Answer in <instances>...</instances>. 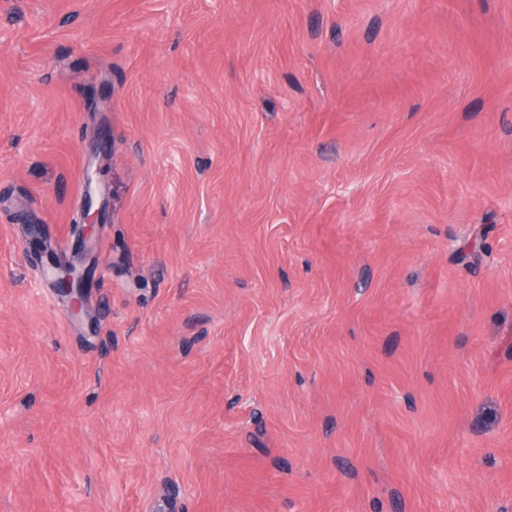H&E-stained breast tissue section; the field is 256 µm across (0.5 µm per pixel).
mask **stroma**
Masks as SVG:
<instances>
[{"mask_svg": "<svg viewBox=\"0 0 512 512\" xmlns=\"http://www.w3.org/2000/svg\"><path fill=\"white\" fill-rule=\"evenodd\" d=\"M0 512H512V0H0ZM31 234L30 245L35 254H40L41 257L48 255L52 257L51 261H48L47 265L45 264L46 276L51 287L68 299L71 316H80L83 311L85 295L92 284L91 270L87 266L77 267L56 258L46 242L38 235L35 227H32Z\"/></svg>", "mask_w": 512, "mask_h": 512, "instance_id": "stroma-1", "label": "stroma"}]
</instances>
